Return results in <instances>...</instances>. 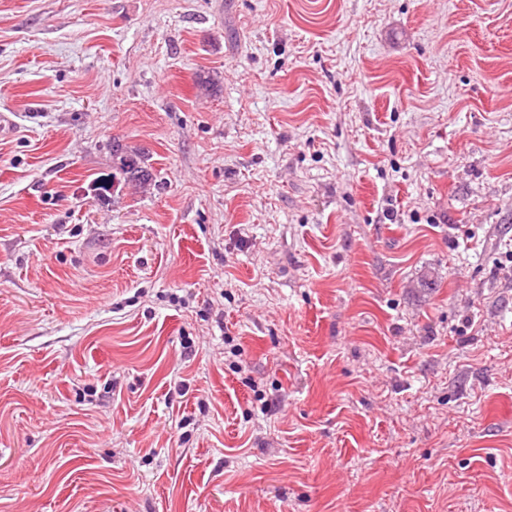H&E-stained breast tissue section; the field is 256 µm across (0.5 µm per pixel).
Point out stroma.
<instances>
[{
  "mask_svg": "<svg viewBox=\"0 0 512 512\" xmlns=\"http://www.w3.org/2000/svg\"><path fill=\"white\" fill-rule=\"evenodd\" d=\"M2 113L0 512H512V0H0ZM144 153L139 149H125L112 145V179L123 180L135 186L153 181L152 173L144 165Z\"/></svg>",
  "mask_w": 512,
  "mask_h": 512,
  "instance_id": "1",
  "label": "stroma"
}]
</instances>
